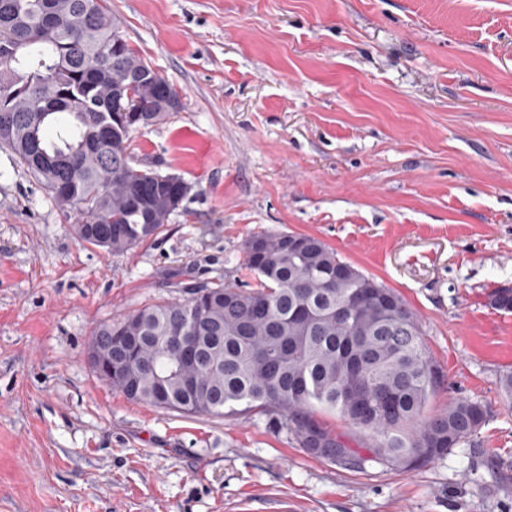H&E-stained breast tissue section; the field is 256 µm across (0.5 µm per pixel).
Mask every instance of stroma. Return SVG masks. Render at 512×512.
<instances>
[{
  "instance_id": "obj_1",
  "label": "stroma",
  "mask_w": 512,
  "mask_h": 512,
  "mask_svg": "<svg viewBox=\"0 0 512 512\" xmlns=\"http://www.w3.org/2000/svg\"><path fill=\"white\" fill-rule=\"evenodd\" d=\"M176 88L130 149L190 191L113 254L0 147V512H512V0H109ZM260 232L323 240L401 295L477 437L405 471L305 452L258 409L128 400L99 325L245 278Z\"/></svg>"
}]
</instances>
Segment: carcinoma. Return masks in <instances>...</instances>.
Masks as SVG:
<instances>
[{
	"label": "carcinoma",
	"mask_w": 512,
	"mask_h": 512,
	"mask_svg": "<svg viewBox=\"0 0 512 512\" xmlns=\"http://www.w3.org/2000/svg\"><path fill=\"white\" fill-rule=\"evenodd\" d=\"M179 94L149 70L106 0H0V145L50 190L76 233H112L113 254L154 238L186 198L182 179L161 185L129 152L132 135L177 110ZM247 239L255 284L202 287L97 327L112 335V388L129 400L185 415L261 408L312 454L359 465L350 442L405 468L425 465L478 435L487 408L466 397L427 406L440 379L420 321L393 289L317 237ZM487 305L512 313V288ZM192 324L196 354L161 345ZM339 415L347 436L318 413Z\"/></svg>",
	"instance_id": "carcinoma-1"
}]
</instances>
